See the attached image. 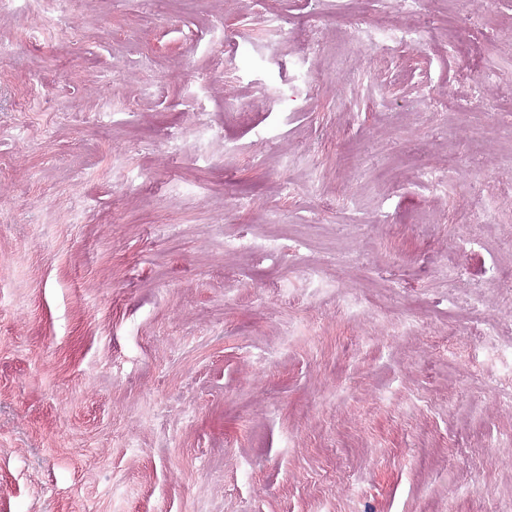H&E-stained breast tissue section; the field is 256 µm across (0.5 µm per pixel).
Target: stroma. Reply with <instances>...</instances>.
<instances>
[{"label": "stroma", "instance_id": "obj_1", "mask_svg": "<svg viewBox=\"0 0 512 512\" xmlns=\"http://www.w3.org/2000/svg\"><path fill=\"white\" fill-rule=\"evenodd\" d=\"M418 10L70 0L39 35L0 14V512L512 503V405L470 334L498 318L512 343V205L468 219L512 188V83L451 110L463 78L512 67V0ZM421 21L369 70L347 36ZM255 235L307 247L225 253ZM313 262L332 289L281 299ZM474 291L480 310L449 306Z\"/></svg>", "mask_w": 512, "mask_h": 512}]
</instances>
